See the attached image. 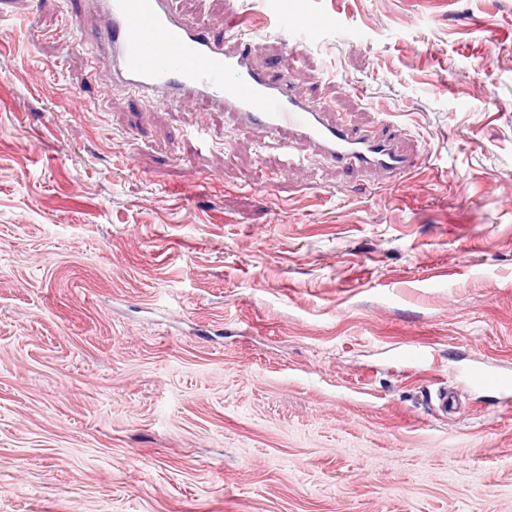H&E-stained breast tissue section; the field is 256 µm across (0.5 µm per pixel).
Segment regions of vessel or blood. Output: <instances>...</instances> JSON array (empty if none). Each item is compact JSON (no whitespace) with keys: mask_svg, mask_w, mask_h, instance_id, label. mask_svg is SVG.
<instances>
[{"mask_svg":"<svg viewBox=\"0 0 512 512\" xmlns=\"http://www.w3.org/2000/svg\"><path fill=\"white\" fill-rule=\"evenodd\" d=\"M95 2L106 26L91 33V42L107 44L113 81L150 102L203 104L240 125L267 132L284 147H309L337 168L375 171L386 184L418 168V157L396 137L353 132L329 119L323 106L285 73L257 65L256 37L237 30L214 38L174 14L169 0ZM473 380L490 390L512 391L509 374L483 370Z\"/></svg>","mask_w":512,"mask_h":512,"instance_id":"b4317fda","label":"vessel or blood"}]
</instances>
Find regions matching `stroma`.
Listing matches in <instances>:
<instances>
[{
    "mask_svg": "<svg viewBox=\"0 0 512 512\" xmlns=\"http://www.w3.org/2000/svg\"><path fill=\"white\" fill-rule=\"evenodd\" d=\"M171 5L422 166L291 167L0 0V512H512V0ZM473 381L490 390L502 393L512 389V375L483 370L473 375Z\"/></svg>",
    "mask_w": 512,
    "mask_h": 512,
    "instance_id": "obj_1",
    "label": "stroma"
}]
</instances>
